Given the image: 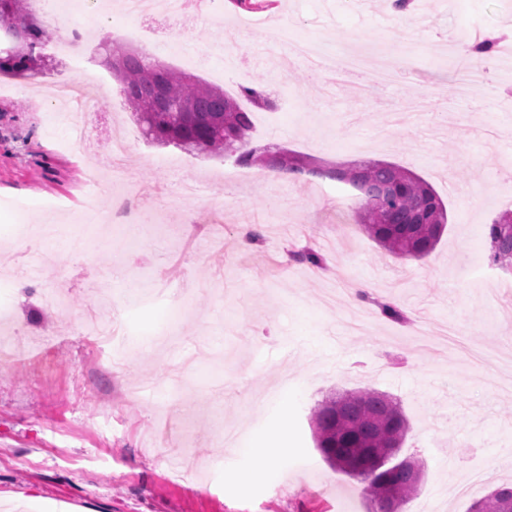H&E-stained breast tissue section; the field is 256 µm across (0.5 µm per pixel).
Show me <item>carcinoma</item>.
Wrapping results in <instances>:
<instances>
[{"instance_id":"carcinoma-1","label":"carcinoma","mask_w":512,"mask_h":512,"mask_svg":"<svg viewBox=\"0 0 512 512\" xmlns=\"http://www.w3.org/2000/svg\"><path fill=\"white\" fill-rule=\"evenodd\" d=\"M25 0H0V33L13 24L22 39L42 46L48 36ZM244 12L270 10L274 0H230ZM100 65L120 82V92L134 110L146 139L173 145L190 155L231 154L243 166L263 164L297 175L326 177L358 192L357 222L378 245L402 259H423L435 248L447 224V210L434 189L412 171L392 163L366 161L346 169H327L314 159L280 148L252 146V113L224 90L198 76L174 69L147 54L99 46ZM36 77L40 70L26 58H0V74ZM254 106L274 102L263 87H244ZM489 261L512 269V215L489 225ZM316 448L334 469L357 480L367 512H402L420 488V480L404 468L385 466L384 451L402 445L410 425L401 405L375 390L346 391L326 398L311 415ZM467 512H512V486H499L471 502Z\"/></svg>"}]
</instances>
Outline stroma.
<instances>
[{"mask_svg":"<svg viewBox=\"0 0 512 512\" xmlns=\"http://www.w3.org/2000/svg\"><path fill=\"white\" fill-rule=\"evenodd\" d=\"M120 10L93 25L94 43L125 44L179 70L187 55L234 43L244 70L209 55L195 70L238 96L263 86L288 107L253 111L252 143L273 144L345 168L388 162L429 182L448 209L447 229L422 260L381 249L357 224L350 199L327 178L248 179L224 189L231 158L193 157L149 142L128 104L104 97L88 122L93 150H67V122L53 123L15 78L0 93V271L20 282L11 305L18 363L0 366V512H366L356 480L331 468L316 448L314 407L334 392L374 389L402 406L410 431L401 456L417 458L423 479L403 512H466L470 497L449 496L472 468L489 473L478 496L512 484V274L488 265L487 228L512 211V186L493 174L512 163V76L458 90L467 70L457 48L473 26L484 38L512 41V0H413L410 16L388 0H278L266 23L240 30L229 0L183 18L142 19L147 41H127ZM301 38L381 61L416 57L418 78L362 92L356 82L325 89L282 37ZM124 133L127 183L100 167L96 209L114 196L146 204L143 242L129 252L119 234L83 230L69 247L71 213L85 198L82 169L104 156L111 131ZM51 198L56 211L26 208ZM20 224H51L52 235L20 243ZM262 239L241 250L242 226ZM307 245L323 267L293 261ZM53 252L62 309L43 304V279L29 276ZM114 296L112 317L134 341L119 368L111 345L78 335L96 306L95 284ZM367 282L391 297L407 323L350 300ZM182 319L169 324L171 303ZM290 396L282 411V396ZM270 435L265 455L253 435ZM276 466L265 479L261 470Z\"/></svg>","mask_w":512,"mask_h":512,"instance_id":"1","label":"stroma"}]
</instances>
